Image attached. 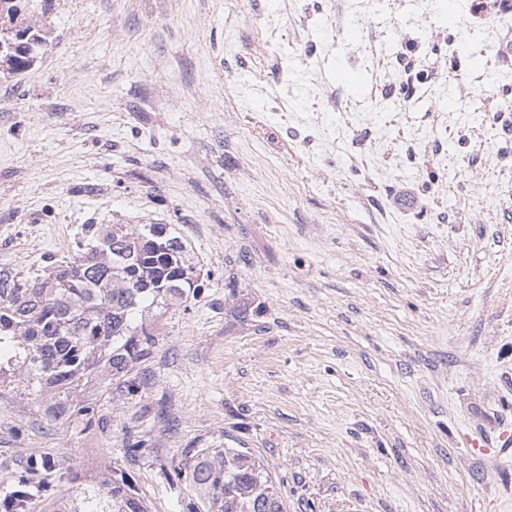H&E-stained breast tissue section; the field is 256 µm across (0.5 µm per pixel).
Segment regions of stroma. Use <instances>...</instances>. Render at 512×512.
Listing matches in <instances>:
<instances>
[{
    "mask_svg": "<svg viewBox=\"0 0 512 512\" xmlns=\"http://www.w3.org/2000/svg\"><path fill=\"white\" fill-rule=\"evenodd\" d=\"M470 10L52 0L35 15L47 46L0 78V267L70 255L84 224H164L209 282L156 320L133 399L0 385V492L41 454L122 469L150 512H189L194 491L168 478L183 451L242 446L287 512H512V451L467 446L512 425V36ZM74 401L103 425L56 419Z\"/></svg>",
    "mask_w": 512,
    "mask_h": 512,
    "instance_id": "obj_1",
    "label": "stroma"
}]
</instances>
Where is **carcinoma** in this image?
<instances>
[{"instance_id": "cac0c4a2", "label": "carcinoma", "mask_w": 512, "mask_h": 512, "mask_svg": "<svg viewBox=\"0 0 512 512\" xmlns=\"http://www.w3.org/2000/svg\"><path fill=\"white\" fill-rule=\"evenodd\" d=\"M49 0H0V76L32 66L49 31L33 23ZM77 250L35 272L0 269V383L18 375L41 393L95 382L131 399L137 366L157 344L154 309L200 297L203 283L180 238L163 224H84ZM195 491L192 512H285L264 460L247 448H189L174 470ZM67 480L57 512H150L125 474L82 482L31 455L0 496V512H30Z\"/></svg>"}]
</instances>
